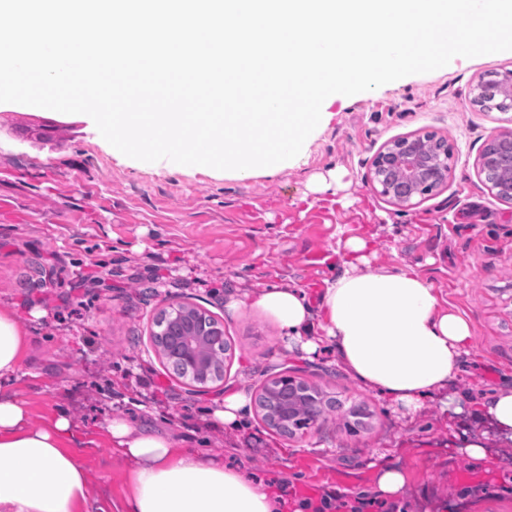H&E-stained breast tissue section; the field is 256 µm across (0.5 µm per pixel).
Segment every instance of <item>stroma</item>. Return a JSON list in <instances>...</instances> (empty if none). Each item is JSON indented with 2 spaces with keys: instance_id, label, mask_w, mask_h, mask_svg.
I'll use <instances>...</instances> for the list:
<instances>
[{
  "instance_id": "stroma-1",
  "label": "stroma",
  "mask_w": 512,
  "mask_h": 512,
  "mask_svg": "<svg viewBox=\"0 0 512 512\" xmlns=\"http://www.w3.org/2000/svg\"><path fill=\"white\" fill-rule=\"evenodd\" d=\"M512 71V51L456 57L404 77L373 98L326 104V127L301 161L274 177L242 182L213 168L141 167L113 151L84 114L0 103V309L13 310L30 346L12 390L39 425L67 411L78 432L91 494L84 512L119 501L128 463L105 439L113 410L162 418L180 441L221 449L228 465L267 483L282 512H512V445L496 439L479 406L512 375V201L492 193L477 160L511 112L472 107L485 71ZM51 126L52 140L30 130ZM446 138L447 185L402 209L372 188L373 161L413 134ZM339 170L320 190L317 174ZM365 240L371 267H418L442 301L470 320L473 348L455 387L458 410L432 402L401 417L361 388L335 353L304 358L260 309L230 299L272 283L318 295L341 271L347 239ZM205 310L230 345L222 382L191 393L152 344L157 313L172 304ZM339 399L366 404L368 425L327 416L306 440L272 432L259 413L238 433L216 434L200 418L227 391L256 395L280 371ZM483 433L495 459L458 455L456 432ZM392 453L404 470L401 499L366 497L370 461Z\"/></svg>"
}]
</instances>
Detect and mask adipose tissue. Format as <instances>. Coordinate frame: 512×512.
<instances>
[{"label":"adipose tissue","instance_id":"ef3b65f1","mask_svg":"<svg viewBox=\"0 0 512 512\" xmlns=\"http://www.w3.org/2000/svg\"><path fill=\"white\" fill-rule=\"evenodd\" d=\"M368 251L364 240L345 243L344 267L326 282L320 300L279 283L258 292L254 304L305 354L332 346L359 386L394 411L413 417L436 398L450 407L448 391L472 347L470 321L444 306L416 268L369 269ZM27 351L16 314L0 310V512H82L90 484L70 448L69 415L31 424L25 401L9 392ZM106 436L132 465L114 512H278L264 483L225 465L223 457L136 427L125 412L113 414Z\"/></svg>","mask_w":512,"mask_h":512}]
</instances>
